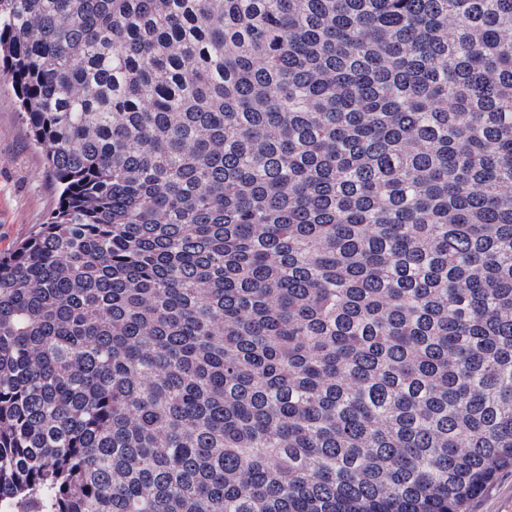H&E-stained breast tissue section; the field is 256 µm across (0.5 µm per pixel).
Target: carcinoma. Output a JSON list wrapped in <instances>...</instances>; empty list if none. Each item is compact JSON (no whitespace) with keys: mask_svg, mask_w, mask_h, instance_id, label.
Wrapping results in <instances>:
<instances>
[{"mask_svg":"<svg viewBox=\"0 0 512 512\" xmlns=\"http://www.w3.org/2000/svg\"><path fill=\"white\" fill-rule=\"evenodd\" d=\"M58 204L0 253V512H467L512 466V0H0Z\"/></svg>","mask_w":512,"mask_h":512,"instance_id":"1","label":"carcinoma"}]
</instances>
